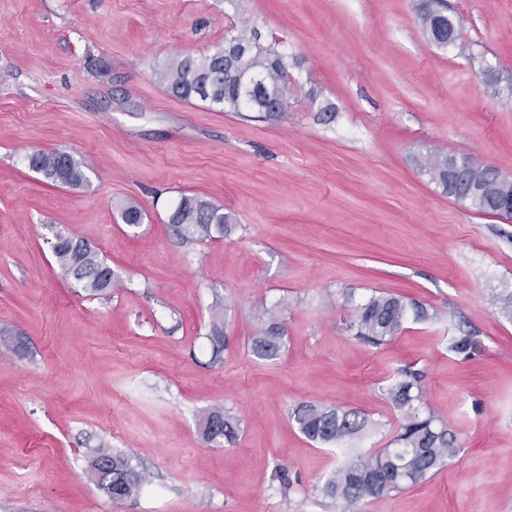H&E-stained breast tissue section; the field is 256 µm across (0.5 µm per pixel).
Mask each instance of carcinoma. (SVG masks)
Here are the masks:
<instances>
[{"instance_id": "cac0c4a2", "label": "carcinoma", "mask_w": 512, "mask_h": 512, "mask_svg": "<svg viewBox=\"0 0 512 512\" xmlns=\"http://www.w3.org/2000/svg\"><path fill=\"white\" fill-rule=\"evenodd\" d=\"M422 25L430 38L440 46L448 45V16L439 11H424ZM256 30L235 26L227 31L224 43L201 55H177L160 73L166 89L173 97L188 101L199 99L224 108L226 112H256L258 118L276 121L288 112L292 87L288 81L286 57L276 51L263 50L256 45ZM245 73L259 76L269 91L267 95L251 97L241 86ZM28 167L45 178L62 185L79 188L87 183L80 163L65 150L32 151L26 155ZM431 181L443 192L485 215H497L492 208L499 197L512 196V185L489 179L477 172L476 187L463 182L448 188V155L442 152L427 154L420 163ZM168 223L186 241L224 236L228 217L223 209L191 195L182 196L170 213ZM51 248L64 275L93 296L112 292L118 280L86 242L66 232L51 241ZM425 320L427 311L401 296L379 293L356 306L348 323L355 335L379 346L392 339L403 328L408 317ZM261 328L252 338L250 350L262 361L279 359L284 348L285 322L277 310L264 309L258 313ZM475 348L472 337L455 336L448 350L466 357ZM399 378L386 389V395L400 413L399 432L391 441L392 447L374 454L359 455L339 467L325 484L322 492L335 505L336 512H355L365 500L389 496L413 486L443 467L459 452L455 436L433 412L421 409L423 401L420 373L411 368L398 370ZM291 418L302 435L311 442L340 445L361 432L367 419L354 410H342L319 404L296 406ZM217 422L221 437H204L208 443H235L239 422L221 408H211L200 418V425ZM112 461L111 470L98 474L101 458ZM89 470L97 486L114 502L139 492L142 476L120 452L98 448L90 460Z\"/></svg>"}]
</instances>
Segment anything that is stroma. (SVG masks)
Returning a JSON list of instances; mask_svg holds the SVG:
<instances>
[{
	"label": "stroma",
	"instance_id": "obj_1",
	"mask_svg": "<svg viewBox=\"0 0 512 512\" xmlns=\"http://www.w3.org/2000/svg\"><path fill=\"white\" fill-rule=\"evenodd\" d=\"M425 0H0V512H330L337 467L386 447L400 414L384 390L422 374L427 408L459 453L425 481L359 512H512V220L444 194L429 151L512 175V0H440L460 29L437 46ZM248 21L288 56L286 115L255 121L166 91L157 71ZM335 106L323 121L316 102ZM69 151L86 186L28 168ZM223 208V237L183 241L181 195ZM137 204L143 221L124 224ZM65 227L122 286L96 298L52 254ZM422 304L375 346L347 324L375 292ZM222 301L225 343L208 339ZM283 310L285 350L248 345ZM472 336L463 358L450 337ZM315 403L360 412L343 447L290 417ZM240 421L204 441L200 417ZM145 477L113 502L94 450ZM219 422L221 426V437L210 438L209 436H206L202 432V427L205 424L211 425L212 423ZM200 429L203 435L204 440L207 443H227V444H233L235 443L237 437H238V431H239V422L230 414H227L226 411H224L221 408H211L209 410H206L202 417L200 418Z\"/></svg>",
	"mask_w": 512,
	"mask_h": 512
}]
</instances>
